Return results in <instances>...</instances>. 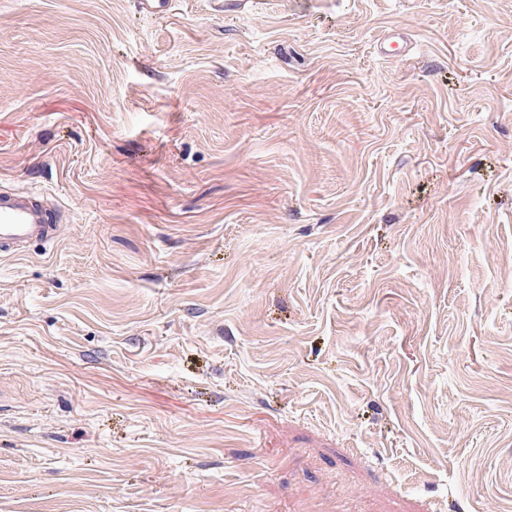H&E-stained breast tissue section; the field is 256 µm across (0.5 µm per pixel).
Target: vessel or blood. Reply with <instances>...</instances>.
Wrapping results in <instances>:
<instances>
[{"instance_id": "obj_1", "label": "vessel or blood", "mask_w": 512, "mask_h": 512, "mask_svg": "<svg viewBox=\"0 0 512 512\" xmlns=\"http://www.w3.org/2000/svg\"><path fill=\"white\" fill-rule=\"evenodd\" d=\"M58 208L37 190L0 191V255H24L29 245H54Z\"/></svg>"}]
</instances>
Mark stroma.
Wrapping results in <instances>:
<instances>
[{
	"mask_svg": "<svg viewBox=\"0 0 512 512\" xmlns=\"http://www.w3.org/2000/svg\"><path fill=\"white\" fill-rule=\"evenodd\" d=\"M31 187L0 512H512V0H0Z\"/></svg>",
	"mask_w": 512,
	"mask_h": 512,
	"instance_id": "stroma-1",
	"label": "stroma"
}]
</instances>
